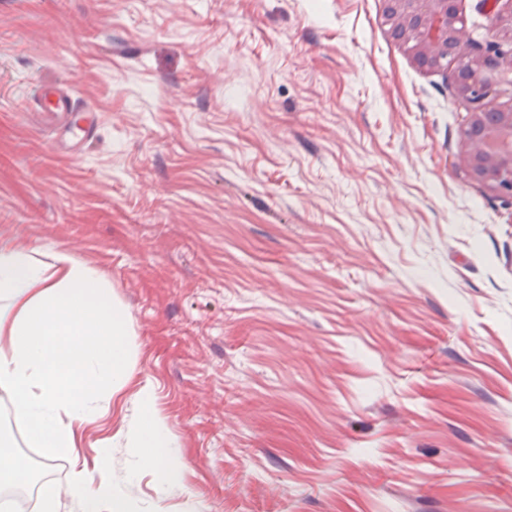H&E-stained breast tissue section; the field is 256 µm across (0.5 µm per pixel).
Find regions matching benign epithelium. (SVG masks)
<instances>
[{"label":"benign epithelium","instance_id":"obj_1","mask_svg":"<svg viewBox=\"0 0 512 512\" xmlns=\"http://www.w3.org/2000/svg\"><path fill=\"white\" fill-rule=\"evenodd\" d=\"M389 37L411 45L417 65L451 71L467 105L462 128L468 178L512 206V0H490L489 30L462 37L458 0H383Z\"/></svg>","mask_w":512,"mask_h":512}]
</instances>
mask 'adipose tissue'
Masks as SVG:
<instances>
[{
  "label": "adipose tissue",
  "mask_w": 512,
  "mask_h": 512,
  "mask_svg": "<svg viewBox=\"0 0 512 512\" xmlns=\"http://www.w3.org/2000/svg\"><path fill=\"white\" fill-rule=\"evenodd\" d=\"M129 333L94 270L57 252L51 264L24 248H0V387L14 398V419L35 444L61 453L74 446L73 427L91 421L89 403L105 385L129 377ZM141 415L132 439L143 466L159 474L167 489L181 486L172 445L150 389L140 394ZM82 512H139L137 500L116 494L107 477L96 487L73 488Z\"/></svg>",
  "instance_id": "ef3b65f1"
}]
</instances>
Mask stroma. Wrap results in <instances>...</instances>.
<instances>
[{"label":"stroma","instance_id":"1","mask_svg":"<svg viewBox=\"0 0 512 512\" xmlns=\"http://www.w3.org/2000/svg\"><path fill=\"white\" fill-rule=\"evenodd\" d=\"M464 114L382 0H0V247L70 252L131 332L69 453L0 387L58 512L99 473L140 512H512V208ZM140 406V421L132 439V448H136L143 466L159 474L168 490L180 489V468L171 464L166 457L165 448H172V439L156 412L154 397L148 387L141 391Z\"/></svg>","mask_w":512,"mask_h":512}]
</instances>
